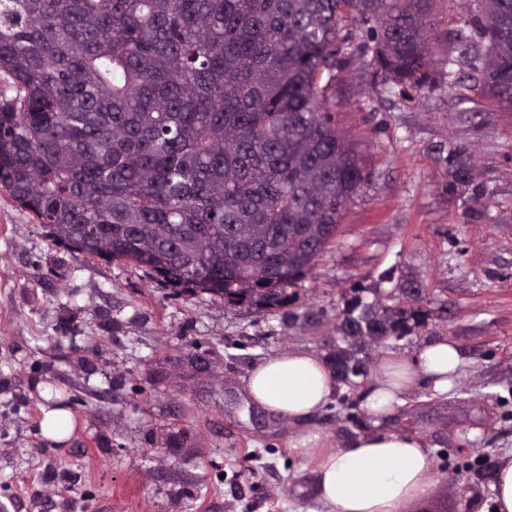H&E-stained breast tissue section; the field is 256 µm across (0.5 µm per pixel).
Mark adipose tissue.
I'll return each instance as SVG.
<instances>
[{"label":"adipose tissue","mask_w":512,"mask_h":512,"mask_svg":"<svg viewBox=\"0 0 512 512\" xmlns=\"http://www.w3.org/2000/svg\"><path fill=\"white\" fill-rule=\"evenodd\" d=\"M460 365L457 346L444 337L424 346L413 361L382 359L363 406L374 419L385 418L422 377L435 394H448ZM334 386L327 361L306 351L271 356L246 382L256 405L299 424L288 446L297 456H314L315 493L322 512H401L432 485L433 464L423 441L410 433L376 432L359 436L349 447H333L327 434L306 428L304 422L327 404Z\"/></svg>","instance_id":"adipose-tissue-1"}]
</instances>
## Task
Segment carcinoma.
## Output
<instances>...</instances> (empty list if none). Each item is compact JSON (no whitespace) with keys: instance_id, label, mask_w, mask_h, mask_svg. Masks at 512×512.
<instances>
[{"instance_id":"carcinoma-1","label":"carcinoma","mask_w":512,"mask_h":512,"mask_svg":"<svg viewBox=\"0 0 512 512\" xmlns=\"http://www.w3.org/2000/svg\"><path fill=\"white\" fill-rule=\"evenodd\" d=\"M433 0H0V190L53 241L177 293L288 305L362 181L323 108L356 11L370 65L421 87ZM474 80L512 107V0H481ZM368 309L341 341L380 343ZM336 350V374L352 373Z\"/></svg>"}]
</instances>
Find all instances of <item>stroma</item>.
<instances>
[{"label":"stroma","mask_w":512,"mask_h":512,"mask_svg":"<svg viewBox=\"0 0 512 512\" xmlns=\"http://www.w3.org/2000/svg\"><path fill=\"white\" fill-rule=\"evenodd\" d=\"M477 13V0H437L419 90L375 75L356 19L340 20L348 56L327 110L364 180L279 311L178 294L55 244L0 190V512H319L314 465L288 448L296 425L245 383L282 351L334 359L338 325L366 306L406 319L355 349L362 374L337 381L308 427L338 448L374 430L416 434L435 477L403 512H492L512 453V110L473 80L486 40L465 56L454 40ZM443 336L462 359L454 390L418 380L373 421L363 400L377 361ZM63 402L72 430L56 441L42 421Z\"/></svg>","instance_id":"35a3bbf8"}]
</instances>
